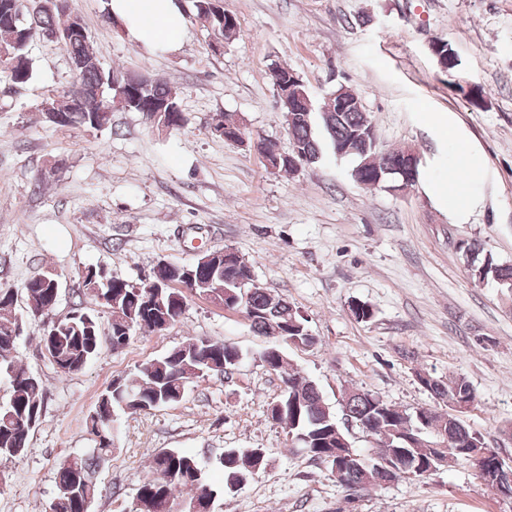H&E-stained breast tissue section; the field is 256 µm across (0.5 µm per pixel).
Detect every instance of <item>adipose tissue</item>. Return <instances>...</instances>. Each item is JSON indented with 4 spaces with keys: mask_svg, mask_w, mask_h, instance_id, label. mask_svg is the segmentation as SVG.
I'll return each mask as SVG.
<instances>
[{
    "mask_svg": "<svg viewBox=\"0 0 512 512\" xmlns=\"http://www.w3.org/2000/svg\"><path fill=\"white\" fill-rule=\"evenodd\" d=\"M110 10L132 40L151 50H177L186 24L176 0H110Z\"/></svg>",
    "mask_w": 512,
    "mask_h": 512,
    "instance_id": "obj_1",
    "label": "adipose tissue"
}]
</instances>
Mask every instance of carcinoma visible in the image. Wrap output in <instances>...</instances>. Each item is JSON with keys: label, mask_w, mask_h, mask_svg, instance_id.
I'll return each mask as SVG.
<instances>
[{"label": "carcinoma", "mask_w": 512, "mask_h": 512, "mask_svg": "<svg viewBox=\"0 0 512 512\" xmlns=\"http://www.w3.org/2000/svg\"><path fill=\"white\" fill-rule=\"evenodd\" d=\"M195 7L198 17L207 22L216 38H229L235 33L234 29L215 20L210 0H195ZM71 17L70 12L38 10L34 3L28 7L15 0H0V73L6 75L11 85L22 87L32 79L31 43L45 39L50 31L65 34ZM61 47L71 63L72 82L67 90L59 95L53 92L41 103V112L53 125L94 130L112 127L114 79L122 84L127 82L133 88H142L141 103L129 107L128 111L140 113L146 123L153 113L150 108L153 103L179 102L176 87L147 72L105 68L91 49L86 32L63 39ZM184 123L185 116L179 108L164 113L157 120V124L171 130L181 128ZM370 125L372 122L359 103L339 112H324L322 107H314L307 95L297 101L288 132L292 141L316 163L325 151L353 142L355 133ZM403 154L402 150L384 155L370 150L371 165L351 173V177L371 186L376 171L400 166ZM459 250L473 278L479 282L493 281L504 292H512V265L500 264L492 256L482 254L473 241L461 242ZM183 268L182 263L160 262L154 267L151 284L139 287L112 276L101 266L87 268L82 273L83 287L108 309V333L102 334L94 310L82 306L67 317L51 322L41 338L53 358L51 365L63 373L78 372L97 355L104 341L118 349L128 345L139 331L168 329L167 322H177L186 308L184 293L168 287ZM198 277L197 292L248 313L255 335L270 336L278 328L284 336L298 337L302 341L307 338V320L288 300L250 286L242 293L224 272H214L205 266L199 268ZM56 280V274L46 272L27 281L19 292L0 288V372L7 376L9 385L8 399L0 404L1 461L24 455L44 407L41 378L21 364L17 356L13 337L18 321L17 296L21 294L26 298L31 293L39 296L43 301L42 315L48 316L57 305L53 288ZM240 359L239 349L224 341L189 340L146 363L134 375L121 379L118 385H108L86 422L94 448L89 453L70 454L58 461L49 512H87L86 506L99 495L94 474L99 463L112 454L115 410L140 413L178 403L189 384L211 373L227 374L237 367ZM259 359L269 371L280 375L288 388V405L280 420L288 424L291 438L308 456L338 474L337 480L349 489H367V484L378 475L379 458L390 451L404 450L408 455L406 472H413L416 463L426 457L427 449L410 447L402 435L409 431L428 442L434 433L426 429V424L432 421L447 432V447L442 449V456L448 458L450 465L470 461V452L485 446L481 434L470 430L456 414L442 413L435 406H422L407 413L369 390L352 389V396L336 410L323 399L314 382L304 380L288 368L287 360L267 348L261 351ZM422 385L435 398L448 404L476 400L473 388L462 376L446 381L438 379L433 384L426 380ZM379 405L383 407L390 430L383 435L362 432L364 437L374 440L377 456L368 461L360 459L354 466L347 465L340 452L351 451L357 456L360 452L353 445L344 418H350L358 431L357 423L370 422L379 413ZM258 462L260 469L266 468L267 461L260 460L255 448L225 449L219 458L224 472L223 490L231 491L235 484L251 479V468ZM191 492L212 501L216 497L194 454L165 448L153 458L150 473L140 482L129 512H167L169 502Z\"/></svg>", "instance_id": "obj_1"}]
</instances>
